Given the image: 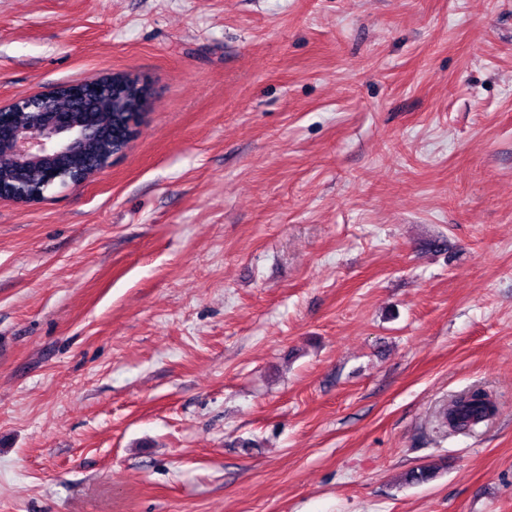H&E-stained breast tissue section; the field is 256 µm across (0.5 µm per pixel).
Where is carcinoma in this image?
<instances>
[{
  "mask_svg": "<svg viewBox=\"0 0 512 512\" xmlns=\"http://www.w3.org/2000/svg\"><path fill=\"white\" fill-rule=\"evenodd\" d=\"M139 77L116 72L91 82L62 83L45 95L52 111L90 130L81 151L51 161L20 165L10 149L9 128L26 125L39 106L8 109L6 131L0 135V188L7 193L24 187L30 197L47 193L55 186L73 184L91 178L111 164L112 157L126 144L130 135L132 112L143 111L146 100L140 97ZM55 180L47 181V175ZM495 411L494 402L481 389L457 393L448 403L443 418L457 431H469Z\"/></svg>",
  "mask_w": 512,
  "mask_h": 512,
  "instance_id": "obj_1",
  "label": "carcinoma"
}]
</instances>
